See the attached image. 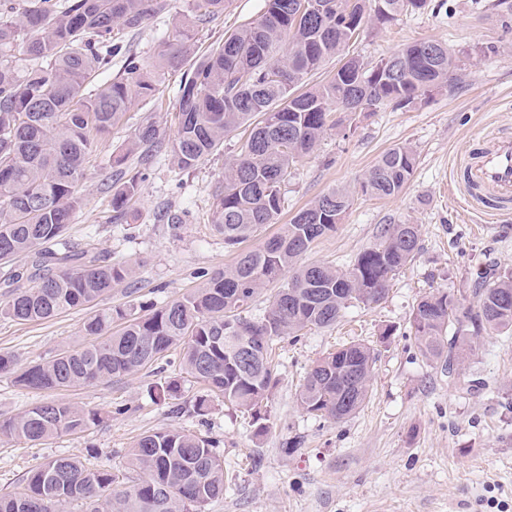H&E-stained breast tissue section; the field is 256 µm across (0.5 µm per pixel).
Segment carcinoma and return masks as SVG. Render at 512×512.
I'll return each mask as SVG.
<instances>
[{"mask_svg": "<svg viewBox=\"0 0 512 512\" xmlns=\"http://www.w3.org/2000/svg\"><path fill=\"white\" fill-rule=\"evenodd\" d=\"M226 0H192L195 18L224 12ZM259 18L197 56L184 28L164 41L155 63L126 57L110 81L121 51L116 33L135 30L165 10L167 0H0V261L31 259L38 285L18 288L0 315L21 322L47 320L90 308L132 278L123 262L108 263L64 238L83 199L78 186L89 172L99 141L124 120L136 96H149L167 67L190 61L177 100L178 128L164 142L152 120L143 121L124 153L112 158V220L121 221L152 153L164 152L181 170L207 160L224 137L243 127L238 154L216 195L212 227L230 247L266 224L274 236L243 249L196 291L145 310L101 308L83 322L85 342L49 360L18 366L0 352V373L36 390H57L138 372L179 351L181 372L218 391L224 402L249 414L257 434L267 429V403L277 382L273 343L306 328L336 324L354 303H380L393 277L415 260L417 224H386L377 241L346 269L299 260L320 237L336 231L354 192L332 188L278 223L282 186L301 157L314 152L329 130H345V116L390 103L407 108L452 86L461 60L437 40L415 41L371 65L352 56L326 82L304 88L306 78L358 40L368 22L384 25L426 0H316L323 11L300 22L297 0H265ZM28 64L19 68L16 53ZM417 166L413 147L384 152L360 179L372 197L399 195ZM271 283L265 315L249 320L259 292ZM466 306L437 290L420 299L410 327L422 356L441 365L448 381L488 332H512V273L475 291ZM375 348L351 343L310 367L299 394L303 409L342 422L364 405ZM206 396L176 413L205 416ZM100 416L68 402L39 403L0 419V437L40 442L83 432ZM217 442L185 429L141 436L128 451L125 472L115 474L77 457L58 455L29 470L23 488L0 497V512H202L224 494Z\"/></svg>", "mask_w": 512, "mask_h": 512, "instance_id": "obj_1", "label": "carcinoma"}]
</instances>
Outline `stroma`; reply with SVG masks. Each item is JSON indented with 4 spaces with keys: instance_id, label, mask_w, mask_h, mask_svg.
<instances>
[{
    "instance_id": "35a3bbf8",
    "label": "stroma",
    "mask_w": 512,
    "mask_h": 512,
    "mask_svg": "<svg viewBox=\"0 0 512 512\" xmlns=\"http://www.w3.org/2000/svg\"><path fill=\"white\" fill-rule=\"evenodd\" d=\"M168 3L140 29L122 34L127 53L144 64L154 63L173 27L193 24L191 0ZM264 8L265 0H227L223 14L193 25L197 52ZM424 39L445 43L463 59L456 86L406 109L387 104L357 116L346 134L328 132L297 162L283 189L285 223L329 189L356 190L381 154L410 145L418 163L404 192L357 194L335 232L317 240L301 261L348 267L385 224L419 225L420 250L379 304L353 305L336 326L277 342L278 383L269 398L267 432L256 435L248 416L215 395L205 421L174 414L173 406L192 404L202 388L164 359L134 375L55 391L28 389L1 374L0 418L62 400L101 420L36 444L0 439V495L20 491L29 468L59 454L83 456L90 447L101 468L123 469L140 435L181 427L212 437L224 459V495L205 512H512V333L481 336L458 366L460 384L453 385L440 365L421 355L410 328L414 307L429 292L445 290L469 301L486 269L512 271V216L496 220L468 210L448 191L476 136L512 132V0H427L420 11L365 27L348 53L372 63ZM181 79V70L165 71L155 96L132 99L79 185L84 205L72 216L68 241L135 270L129 282L113 288L104 301L108 307L164 305L201 287L205 275L236 255L211 227L224 167L238 153L236 131L191 170L156 155L122 223L112 221L110 159L143 120L155 121L163 139L173 137ZM85 316L72 310L39 322L0 318V352L23 366L48 360L83 343ZM351 341L378 347L365 404L340 423L308 414L299 403L308 369ZM171 380L177 392L159 397V385Z\"/></svg>"
}]
</instances>
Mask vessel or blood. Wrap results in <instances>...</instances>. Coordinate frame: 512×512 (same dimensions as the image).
<instances>
[{
	"label": "vessel or blood",
	"mask_w": 512,
	"mask_h": 512,
	"mask_svg": "<svg viewBox=\"0 0 512 512\" xmlns=\"http://www.w3.org/2000/svg\"><path fill=\"white\" fill-rule=\"evenodd\" d=\"M466 204L487 216L512 210V132L473 140L452 174Z\"/></svg>",
	"instance_id": "obj_1"
}]
</instances>
